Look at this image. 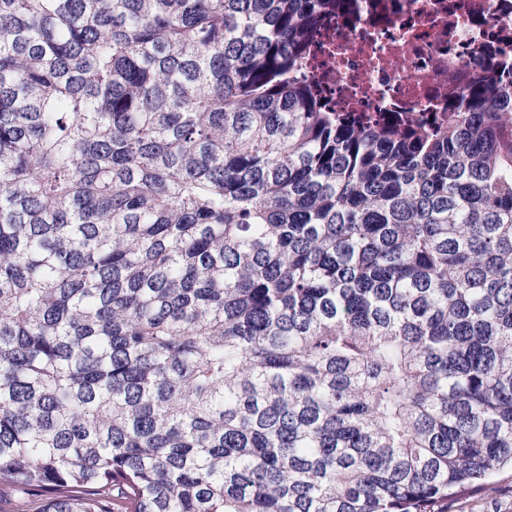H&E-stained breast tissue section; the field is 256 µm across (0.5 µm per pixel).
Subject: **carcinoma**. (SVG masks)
Returning <instances> with one entry per match:
<instances>
[{
	"label": "carcinoma",
	"instance_id": "carcinoma-1",
	"mask_svg": "<svg viewBox=\"0 0 512 512\" xmlns=\"http://www.w3.org/2000/svg\"><path fill=\"white\" fill-rule=\"evenodd\" d=\"M336 0H0V482L41 512H448L512 467V87L299 78Z\"/></svg>",
	"mask_w": 512,
	"mask_h": 512
}]
</instances>
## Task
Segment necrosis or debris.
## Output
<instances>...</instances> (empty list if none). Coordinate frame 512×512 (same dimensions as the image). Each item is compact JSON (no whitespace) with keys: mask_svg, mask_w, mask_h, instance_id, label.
<instances>
[{"mask_svg":"<svg viewBox=\"0 0 512 512\" xmlns=\"http://www.w3.org/2000/svg\"><path fill=\"white\" fill-rule=\"evenodd\" d=\"M310 56L351 110L435 127L487 68L512 80V0H339Z\"/></svg>","mask_w":512,"mask_h":512,"instance_id":"necrosis-or-debris-1","label":"necrosis or debris"}]
</instances>
